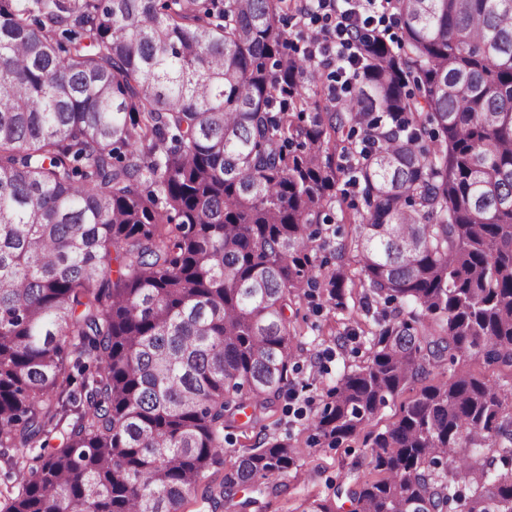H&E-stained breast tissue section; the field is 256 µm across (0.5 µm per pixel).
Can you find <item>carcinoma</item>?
<instances>
[{"label":"carcinoma","instance_id":"carcinoma-1","mask_svg":"<svg viewBox=\"0 0 512 512\" xmlns=\"http://www.w3.org/2000/svg\"><path fill=\"white\" fill-rule=\"evenodd\" d=\"M288 8L0 0V512H246L288 474L267 439L210 469L291 394L342 178L384 308L307 429L337 446L428 384L369 437L374 476L302 512H512V387L485 373H512V0H390L339 99Z\"/></svg>","mask_w":512,"mask_h":512}]
</instances>
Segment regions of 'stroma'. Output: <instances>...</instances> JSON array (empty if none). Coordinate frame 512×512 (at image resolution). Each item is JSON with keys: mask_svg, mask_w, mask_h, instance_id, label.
<instances>
[{"mask_svg": "<svg viewBox=\"0 0 512 512\" xmlns=\"http://www.w3.org/2000/svg\"><path fill=\"white\" fill-rule=\"evenodd\" d=\"M361 209L356 189L337 194L331 206V222L322 233L326 241L322 255L327 259L324 274L339 267L346 274L343 307L320 303L305 288L288 309V318L299 332V348L288 372L294 393L286 402V410L269 413L255 428L232 430L224 462L214 469L216 476H224L235 453L264 437L289 438L299 450L297 466L282 478L287 491L267 496L263 512H301L307 494H333L349 472H370L364 437L345 441L336 448L314 443L303 418L304 413L323 403L328 389L344 372L363 360L367 338L376 329L362 304L368 285L360 271L355 246Z\"/></svg>", "mask_w": 512, "mask_h": 512, "instance_id": "35a3bbf8", "label": "stroma"}]
</instances>
